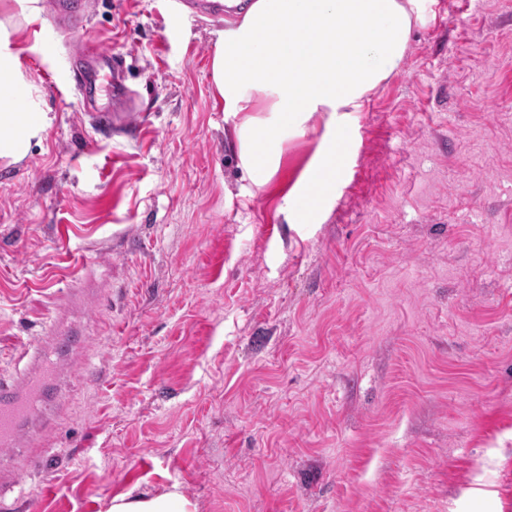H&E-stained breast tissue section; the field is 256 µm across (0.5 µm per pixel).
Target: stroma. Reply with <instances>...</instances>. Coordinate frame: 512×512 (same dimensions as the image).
I'll return each mask as SVG.
<instances>
[{
	"label": "stroma",
	"instance_id": "obj_1",
	"mask_svg": "<svg viewBox=\"0 0 512 512\" xmlns=\"http://www.w3.org/2000/svg\"><path fill=\"white\" fill-rule=\"evenodd\" d=\"M52 5L0 0L50 118L0 159V372L35 337L84 343L30 460L0 448V512L175 486L198 512H512V0H423L308 223L285 195L323 120L250 195L211 81L223 16L88 0L76 40ZM91 42L147 124L92 123ZM123 59L112 50L92 46L87 56L77 58L71 66L70 76L83 100H94L102 92V79L109 75L112 85V100L127 98V89L123 83Z\"/></svg>",
	"mask_w": 512,
	"mask_h": 512
}]
</instances>
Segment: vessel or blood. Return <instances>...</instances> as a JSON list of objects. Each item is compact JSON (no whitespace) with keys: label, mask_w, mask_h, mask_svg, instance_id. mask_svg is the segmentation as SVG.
I'll return each instance as SVG.
<instances>
[{"label":"vessel or blood","mask_w":512,"mask_h":512,"mask_svg":"<svg viewBox=\"0 0 512 512\" xmlns=\"http://www.w3.org/2000/svg\"><path fill=\"white\" fill-rule=\"evenodd\" d=\"M85 15V0H55L49 21L52 26L78 33L83 28ZM123 73V59L97 46L90 48L87 56L77 58L70 69L76 90L86 100L100 95L102 79L106 76L111 79L113 100L126 99ZM77 342L74 336H48L18 352L16 360L23 363V372L0 377L1 447L25 448L28 438L49 422L64 385L60 368Z\"/></svg>","instance_id":"b4317fda"}]
</instances>
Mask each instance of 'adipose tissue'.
Here are the masks:
<instances>
[{
	"label": "adipose tissue",
	"mask_w": 512,
	"mask_h": 512,
	"mask_svg": "<svg viewBox=\"0 0 512 512\" xmlns=\"http://www.w3.org/2000/svg\"><path fill=\"white\" fill-rule=\"evenodd\" d=\"M419 0H231L238 18L214 33L211 75L224 114L236 118V151L262 193L284 145L306 136L315 114L324 132L286 202L307 222L336 194L350 149L349 113L399 69ZM22 47L0 29V158L20 160L48 117L32 98ZM106 512H197L179 490L111 499Z\"/></svg>",
	"instance_id": "ef3b65f1"
}]
</instances>
